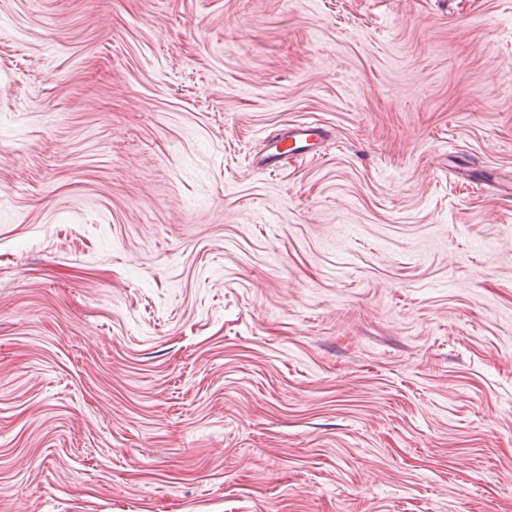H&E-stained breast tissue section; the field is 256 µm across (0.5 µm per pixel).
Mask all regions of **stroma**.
<instances>
[{"instance_id": "stroma-1", "label": "stroma", "mask_w": 512, "mask_h": 512, "mask_svg": "<svg viewBox=\"0 0 512 512\" xmlns=\"http://www.w3.org/2000/svg\"><path fill=\"white\" fill-rule=\"evenodd\" d=\"M453 154L512 183V0H0V512H512ZM333 140L331 129L320 120L290 122L266 136L258 168L274 173L286 158L318 157Z\"/></svg>"}]
</instances>
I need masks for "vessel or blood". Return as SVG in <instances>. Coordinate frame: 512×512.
I'll list each match as a JSON object with an SVG mask.
<instances>
[{
  "label": "vessel or blood",
  "mask_w": 512,
  "mask_h": 512,
  "mask_svg": "<svg viewBox=\"0 0 512 512\" xmlns=\"http://www.w3.org/2000/svg\"><path fill=\"white\" fill-rule=\"evenodd\" d=\"M333 139L331 129L317 119L285 124L266 136L257 165L262 170L276 172L284 159L320 156Z\"/></svg>",
  "instance_id": "b4317fda"
}]
</instances>
